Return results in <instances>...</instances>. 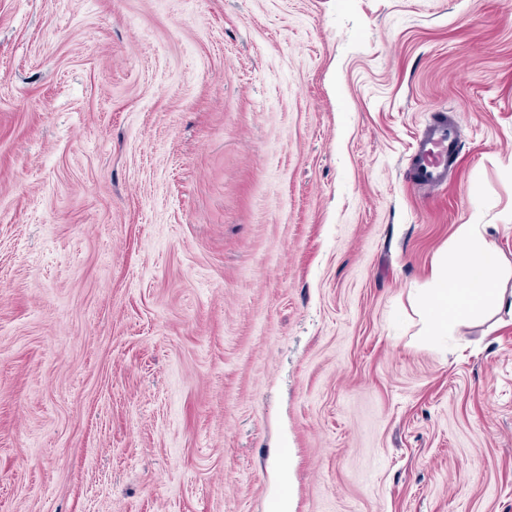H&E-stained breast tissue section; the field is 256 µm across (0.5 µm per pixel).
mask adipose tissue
<instances>
[{"instance_id":"obj_1","label":"adipose tissue","mask_w":512,"mask_h":512,"mask_svg":"<svg viewBox=\"0 0 512 512\" xmlns=\"http://www.w3.org/2000/svg\"><path fill=\"white\" fill-rule=\"evenodd\" d=\"M501 296L500 254L486 241L479 225H459L452 257H440L431 270L425 290L427 331L434 336L447 335Z\"/></svg>"}]
</instances>
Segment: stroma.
I'll list each match as a JSON object with an SVG mask.
<instances>
[{"label":"stroma","mask_w":512,"mask_h":512,"mask_svg":"<svg viewBox=\"0 0 512 512\" xmlns=\"http://www.w3.org/2000/svg\"><path fill=\"white\" fill-rule=\"evenodd\" d=\"M0 512H512V0H0ZM457 148L453 123L442 121L426 127L412 160L423 186L435 190L445 183L448 161L455 158ZM480 227L459 225L451 263L446 251L432 267L424 319L431 336H447L448 330L473 320L502 296L501 256Z\"/></svg>","instance_id":"35a3bbf8"}]
</instances>
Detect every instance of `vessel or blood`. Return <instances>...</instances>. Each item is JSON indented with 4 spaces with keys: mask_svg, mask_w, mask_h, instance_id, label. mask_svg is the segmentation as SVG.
<instances>
[{
    "mask_svg": "<svg viewBox=\"0 0 512 512\" xmlns=\"http://www.w3.org/2000/svg\"><path fill=\"white\" fill-rule=\"evenodd\" d=\"M457 148L453 123L442 121L426 127L417 141L412 160L426 188L435 190L445 183L448 161L454 158Z\"/></svg>",
    "mask_w": 512,
    "mask_h": 512,
    "instance_id": "vessel-or-blood-1",
    "label": "vessel or blood"
}]
</instances>
